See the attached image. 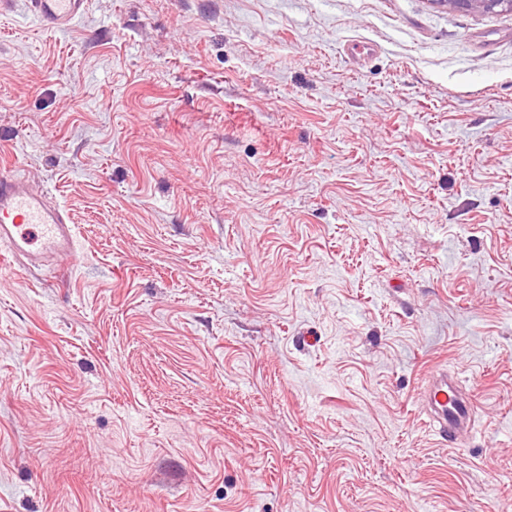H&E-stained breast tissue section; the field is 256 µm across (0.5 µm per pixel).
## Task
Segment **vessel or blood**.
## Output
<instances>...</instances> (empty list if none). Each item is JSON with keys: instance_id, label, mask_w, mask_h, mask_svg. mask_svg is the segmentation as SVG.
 <instances>
[{"instance_id": "vessel-or-blood-1", "label": "vessel or blood", "mask_w": 512, "mask_h": 512, "mask_svg": "<svg viewBox=\"0 0 512 512\" xmlns=\"http://www.w3.org/2000/svg\"><path fill=\"white\" fill-rule=\"evenodd\" d=\"M40 24L46 28L67 25L84 6V0H33ZM76 256V236L61 206L47 194L30 190L25 176L12 166L0 167V267L32 271L48 266L58 254ZM459 381L439 370L423 389V411L436 431L456 437L472 421V408L458 396Z\"/></svg>"}]
</instances>
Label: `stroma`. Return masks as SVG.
Wrapping results in <instances>:
<instances>
[{
	"instance_id": "stroma-1",
	"label": "stroma",
	"mask_w": 512,
	"mask_h": 512,
	"mask_svg": "<svg viewBox=\"0 0 512 512\" xmlns=\"http://www.w3.org/2000/svg\"><path fill=\"white\" fill-rule=\"evenodd\" d=\"M2 161L78 259L0 270V512H512V11L13 0ZM40 24L46 28L67 25L81 13L83 0H32ZM458 389L456 376L438 370L422 391L426 417L436 431L448 438H454L461 431L467 430L472 421L471 405L459 398Z\"/></svg>"
}]
</instances>
